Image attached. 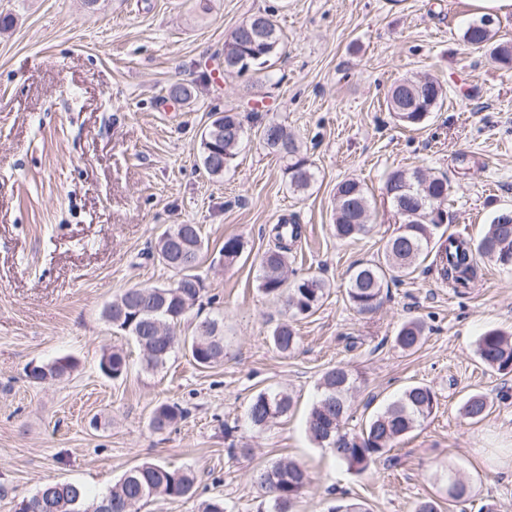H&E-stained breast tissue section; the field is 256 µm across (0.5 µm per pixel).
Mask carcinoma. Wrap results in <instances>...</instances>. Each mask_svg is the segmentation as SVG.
Instances as JSON below:
<instances>
[{
  "label": "carcinoma",
  "mask_w": 512,
  "mask_h": 512,
  "mask_svg": "<svg viewBox=\"0 0 512 512\" xmlns=\"http://www.w3.org/2000/svg\"><path fill=\"white\" fill-rule=\"evenodd\" d=\"M265 42L280 50L284 35L272 14L265 11ZM493 19L482 17L468 24L463 41L474 48L491 44ZM445 92L440 83L426 78L395 80L387 90L385 103L396 122L405 127L421 125L443 101ZM259 140L271 153L287 160L286 172L290 189L306 191L315 181L316 172L307 157L301 154L294 139L280 123L268 122L257 128ZM248 137L239 113L220 112L205 128L201 136V163L211 176H222L237 157L242 141ZM453 192L448 178L436 176L420 168L395 170L385 181L384 195L398 227L386 239L382 260L357 267L350 274L346 288L349 307L359 315L375 313L382 305L387 280L401 281L415 271L419 262L432 257L431 267L438 279L455 291L470 289L478 277L475 254H480L496 265L512 269V223H502L503 216L512 219V212L496 214L478 243L453 235L438 234L442 220L436 209L447 204ZM372 200L367 189L356 178L346 177L336 185V212L334 234L342 241L357 240L368 235ZM275 239L259 260V290L267 297L282 303L289 320L276 325L269 336L273 347L281 353H290L299 344L293 322L305 318L319 307L326 295V282L316 276L302 275L288 280L291 249L288 243L301 235L297 224L279 221L272 228ZM185 257L195 263L202 258L203 241L196 224H183L179 230ZM244 244L238 237L224 240V260L233 263L242 253ZM159 260L179 275V279L164 286L130 288L112 300L104 315L112 325L131 336L139 346L143 363L149 370L164 367L179 344L177 328L185 320L200 298L201 289L181 288L179 283L188 276L182 262L171 251L170 241L159 238L156 245ZM207 332L195 327V333L186 338L188 352L196 364L210 367L224 359V324L218 318L201 321ZM424 336V325L417 319L400 325L393 337L394 347L403 352L418 349ZM476 354L488 368L498 372H512V334L491 328L476 341ZM111 367L112 378L126 374L128 363L120 350H114L100 359V368ZM75 361L60 357L39 366L31 378L39 383L64 379L74 370ZM358 374L349 367L337 365L325 371L319 382L320 395L306 419V431L321 448L328 449L341 464L357 474L369 472L392 448L413 433L433 414L437 401L432 390L422 384L406 387L399 397L384 409L373 414L357 432L346 429L351 418L350 398L357 388ZM293 400L284 391L263 390L250 401L246 417L257 428L265 427L286 415ZM488 412V401L481 394L470 395L463 404L466 418L479 422ZM184 410L176 404L160 403L154 407L150 424L153 430L163 431ZM254 483L262 491L257 512H291L294 501L309 481L304 466L293 460H279L257 471ZM439 480L451 491L448 506L472 498L469 482L455 465H448V473ZM195 477L189 471L170 469L155 462H143L128 471L105 495L90 497L80 484L69 481L51 482L21 502L22 512H89L91 507L105 500L112 503V512H132L133 507L154 498L189 499L194 493ZM327 512H370L363 502L334 499Z\"/></svg>",
  "instance_id": "cac0c4a2"
}]
</instances>
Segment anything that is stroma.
Returning a JSON list of instances; mask_svg holds the SVG:
<instances>
[{"instance_id":"obj_1","label":"stroma","mask_w":512,"mask_h":512,"mask_svg":"<svg viewBox=\"0 0 512 512\" xmlns=\"http://www.w3.org/2000/svg\"><path fill=\"white\" fill-rule=\"evenodd\" d=\"M0 0L12 27L0 31V512H17L45 483L73 481L104 494L144 461L191 470V499L158 498L139 512H198L223 500L227 512H256L253 473L281 459L311 482L292 512H327L332 492L371 512H413L445 498L437 473L456 464L476 492L466 512H512V373L483 366L485 330L512 333V272L480 260V286L459 296L419 265L390 285L382 308L361 316L345 299L359 263L378 260L395 229L383 185L396 169L423 168L453 186L446 228L479 241L497 212L512 210V70L485 49L465 46L468 0ZM275 12L285 44L271 78L218 77L226 36L250 14ZM430 76L443 102L418 129L398 126L385 106L393 81ZM191 83L188 102L168 97ZM234 110L251 127L285 125L316 179L293 193L286 162L245 140L223 176L208 175L200 140L214 112ZM361 180L375 202L373 232L343 242L333 234L335 188ZM295 220L302 235L290 268L323 279L329 293L295 322L290 354L269 336L285 318L259 289L257 258L273 224ZM196 224L206 245L196 270L201 316L224 317V360L210 368L176 349L145 370L136 343L105 318L124 291L171 283L155 256L159 235ZM244 243L224 263V240ZM199 315V316H200ZM421 320L412 353L395 348L397 327ZM119 349L128 370L99 368ZM68 355L63 380L28 378L32 364ZM359 376L355 424L409 384L430 387L433 415L362 475L317 447L306 417L324 371ZM287 391L292 410L266 428L246 421L260 391ZM486 397L481 422L463 416L470 394ZM161 402L186 415L153 431ZM249 446L241 455L240 446Z\"/></svg>"}]
</instances>
